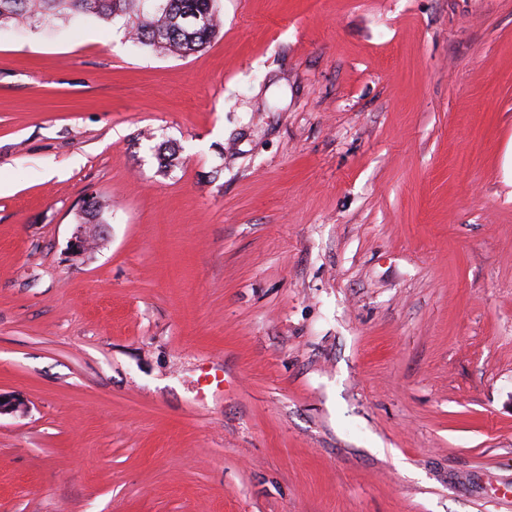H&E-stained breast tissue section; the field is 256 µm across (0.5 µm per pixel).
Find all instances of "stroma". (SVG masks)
Returning a JSON list of instances; mask_svg holds the SVG:
<instances>
[{
  "instance_id": "35a3bbf8",
  "label": "stroma",
  "mask_w": 512,
  "mask_h": 512,
  "mask_svg": "<svg viewBox=\"0 0 512 512\" xmlns=\"http://www.w3.org/2000/svg\"><path fill=\"white\" fill-rule=\"evenodd\" d=\"M219 5L0 29V512H512V0ZM147 0H0V28H37L56 20L95 17L109 24L123 20L132 42L158 54L189 56L204 51L223 29L219 0H159V12ZM104 207L96 197L91 196L84 201L81 210V220L76 227L72 237V249L76 252H82L90 246L97 244L103 234L102 226L89 230L90 224H107L103 217Z\"/></svg>"
}]
</instances>
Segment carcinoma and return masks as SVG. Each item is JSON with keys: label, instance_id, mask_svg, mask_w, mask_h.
Instances as JSON below:
<instances>
[{"label": "carcinoma", "instance_id": "cac0c4a2", "mask_svg": "<svg viewBox=\"0 0 512 512\" xmlns=\"http://www.w3.org/2000/svg\"><path fill=\"white\" fill-rule=\"evenodd\" d=\"M218 0H160L150 11L144 0H0V28H37L59 19L95 17L109 24L123 20L132 42L158 54L183 56L204 51L223 29ZM104 207L96 197L84 201L82 224H104Z\"/></svg>", "mask_w": 512, "mask_h": 512}]
</instances>
